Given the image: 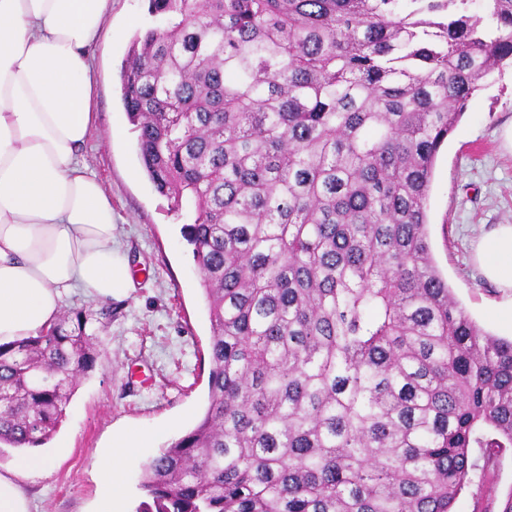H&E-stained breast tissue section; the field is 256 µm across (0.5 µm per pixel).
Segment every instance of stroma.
<instances>
[{
  "label": "stroma",
  "instance_id": "obj_1",
  "mask_svg": "<svg viewBox=\"0 0 512 512\" xmlns=\"http://www.w3.org/2000/svg\"><path fill=\"white\" fill-rule=\"evenodd\" d=\"M146 0H112V34L92 47L98 74L96 126L81 159L112 196L116 234L136 273L127 297L112 300V319L99 334L93 371L77 385L53 442L67 455L50 472L25 481L31 512H95L102 491L96 460L127 430L147 437L146 453L128 460L124 512H138L143 464L191 429L208 392L210 322L183 227L189 211L173 212L142 168L136 135L123 109L119 73ZM512 125V68L493 73L468 102L442 147L429 200L435 261L460 305L485 331L512 338L495 313L511 296L489 283L473 259L481 237L512 224V151L501 133ZM122 136L111 139L110 131ZM512 493V448L463 490L454 512H498Z\"/></svg>",
  "mask_w": 512,
  "mask_h": 512
}]
</instances>
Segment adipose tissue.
I'll list each match as a JSON object with an SVG mask.
<instances>
[{
  "label": "adipose tissue",
  "mask_w": 512,
  "mask_h": 512,
  "mask_svg": "<svg viewBox=\"0 0 512 512\" xmlns=\"http://www.w3.org/2000/svg\"><path fill=\"white\" fill-rule=\"evenodd\" d=\"M110 2L0 0V344L51 328L73 289L106 300L132 286L112 198L80 161L97 117L89 50ZM474 258L512 291V224L485 234ZM115 445L101 462L99 512H122L118 477L144 441L129 434ZM52 464L34 453L0 472V512H29L23 481Z\"/></svg>",
  "instance_id": "obj_1"
}]
</instances>
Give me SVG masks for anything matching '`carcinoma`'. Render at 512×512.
I'll return each mask as SVG.
<instances>
[{
	"label": "carcinoma",
	"mask_w": 512,
	"mask_h": 512,
	"mask_svg": "<svg viewBox=\"0 0 512 512\" xmlns=\"http://www.w3.org/2000/svg\"><path fill=\"white\" fill-rule=\"evenodd\" d=\"M471 2L149 0L122 102L194 213L211 369L140 512H453L512 448V340L461 307L428 231L441 146L512 65V0ZM88 322L0 345V456L57 431Z\"/></svg>",
	"instance_id": "1"
}]
</instances>
